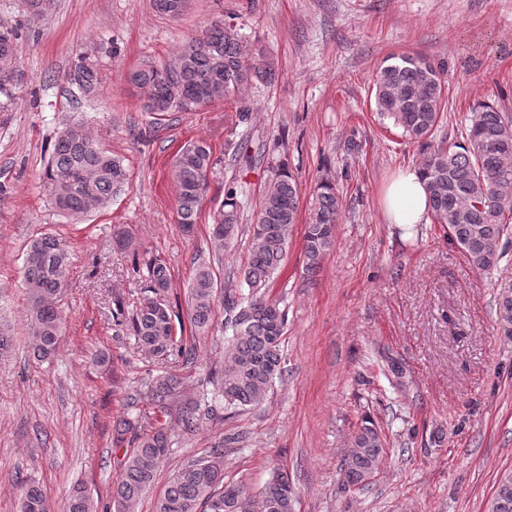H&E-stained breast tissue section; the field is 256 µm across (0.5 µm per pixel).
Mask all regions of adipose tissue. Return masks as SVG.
Returning a JSON list of instances; mask_svg holds the SVG:
<instances>
[{
	"label": "adipose tissue",
	"mask_w": 512,
	"mask_h": 512,
	"mask_svg": "<svg viewBox=\"0 0 512 512\" xmlns=\"http://www.w3.org/2000/svg\"><path fill=\"white\" fill-rule=\"evenodd\" d=\"M383 207L388 223L410 227L427 223L431 209L420 168L396 174L385 189Z\"/></svg>",
	"instance_id": "ef3b65f1"
}]
</instances>
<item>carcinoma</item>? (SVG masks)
I'll use <instances>...</instances> for the list:
<instances>
[{"label":"carcinoma","mask_w":512,"mask_h":512,"mask_svg":"<svg viewBox=\"0 0 512 512\" xmlns=\"http://www.w3.org/2000/svg\"><path fill=\"white\" fill-rule=\"evenodd\" d=\"M20 54L18 33L0 23V94L9 95L22 80ZM275 76L263 50L250 51L235 25L216 21L193 36L172 60L145 61L130 71L128 80L142 93L144 111L162 117L222 102L254 81L271 82ZM67 80L85 97L96 95L101 84L98 69L86 54ZM373 87L376 112L423 149L420 168L435 223L448 230L449 240L477 270H496L512 243V116L491 102H482L460 129L457 144L434 148L429 139L441 122L446 97L441 73L422 56L398 54L378 68ZM215 166L211 148L202 142L184 145L175 156L177 217L187 233L197 223ZM126 180L121 159L103 149L82 120H73L58 132L43 182L59 211L79 215L99 209ZM300 208L299 182L282 165L252 215L248 257L238 269L241 288L224 293V323L232 337L224 348L219 389L228 418L261 406L282 376L288 313L269 292L287 254ZM240 216L237 191L230 187L213 217L211 247L216 257L232 251L241 231ZM340 217L336 185L320 183L304 224V280H313L333 250ZM69 263L67 250L53 234H44L27 246L24 283L29 299V346L39 359L56 351L62 330L59 301ZM169 283L165 261L150 260L147 295L132 314L125 315L118 306L112 318L127 328L145 353L187 362L192 349L175 335L173 310L165 300ZM216 288L213 269L199 267L189 287L191 322L198 329L213 324ZM497 288V322L503 334L511 337L512 280L497 282ZM182 387V380L174 374L157 375L147 385L146 397L165 422L147 428L145 416L138 412L115 425L117 441L127 440L132 447L112 487L115 512H135L170 451L172 432L191 434L199 425L200 404L182 398ZM245 441V433L231 434L187 462L157 498L154 512H254L256 504L260 512H294L295 492L288 477L278 471L261 488L256 504L243 483L224 482V448ZM385 447L381 431L371 419H364L341 461L342 486H369ZM19 512H52V508L41 489L26 482L20 489ZM66 512H96V507L86 490L76 486L69 494ZM492 512H512L511 476L499 482Z\"/></svg>","instance_id":"cac0c4a2"}]
</instances>
